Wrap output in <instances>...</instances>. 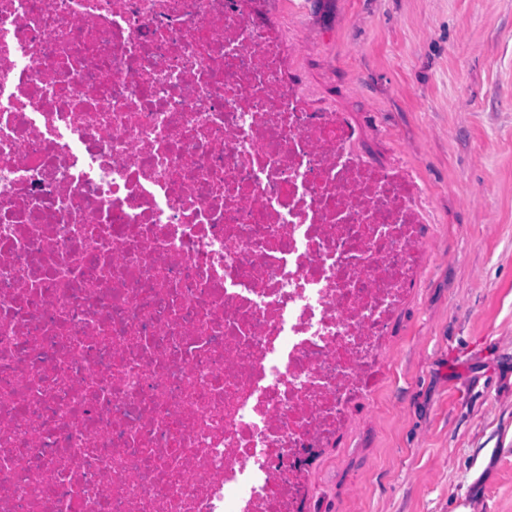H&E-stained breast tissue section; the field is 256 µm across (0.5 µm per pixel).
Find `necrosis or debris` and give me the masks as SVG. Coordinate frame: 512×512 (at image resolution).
I'll use <instances>...</instances> for the list:
<instances>
[{"mask_svg":"<svg viewBox=\"0 0 512 512\" xmlns=\"http://www.w3.org/2000/svg\"><path fill=\"white\" fill-rule=\"evenodd\" d=\"M239 0H0V512H303L437 217Z\"/></svg>","mask_w":512,"mask_h":512,"instance_id":"obj_1","label":"necrosis or debris"}]
</instances>
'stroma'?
I'll use <instances>...</instances> for the list:
<instances>
[{
    "mask_svg": "<svg viewBox=\"0 0 512 512\" xmlns=\"http://www.w3.org/2000/svg\"><path fill=\"white\" fill-rule=\"evenodd\" d=\"M317 103L438 215L305 512H512V0H257Z\"/></svg>",
    "mask_w": 512,
    "mask_h": 512,
    "instance_id": "obj_1",
    "label": "stroma"
}]
</instances>
